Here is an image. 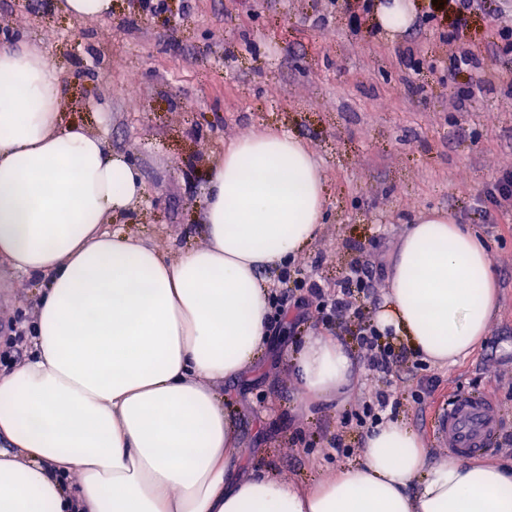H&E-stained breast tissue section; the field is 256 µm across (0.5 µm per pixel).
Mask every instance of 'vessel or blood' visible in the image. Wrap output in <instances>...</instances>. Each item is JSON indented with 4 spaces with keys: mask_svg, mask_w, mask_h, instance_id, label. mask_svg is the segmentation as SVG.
<instances>
[{
    "mask_svg": "<svg viewBox=\"0 0 512 512\" xmlns=\"http://www.w3.org/2000/svg\"><path fill=\"white\" fill-rule=\"evenodd\" d=\"M440 447L449 454L475 458L484 455L501 432V414L483 393L459 392L439 401L431 415Z\"/></svg>",
    "mask_w": 512,
    "mask_h": 512,
    "instance_id": "b4317fda",
    "label": "vessel or blood"
}]
</instances>
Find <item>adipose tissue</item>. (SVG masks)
I'll use <instances>...</instances> for the list:
<instances>
[{
    "label": "adipose tissue",
    "instance_id": "ef3b65f1",
    "mask_svg": "<svg viewBox=\"0 0 512 512\" xmlns=\"http://www.w3.org/2000/svg\"><path fill=\"white\" fill-rule=\"evenodd\" d=\"M65 107L48 56L1 41L0 264L47 283L29 357L0 369V512H512L511 469L429 461L396 421L312 488L241 475L224 382L264 350L265 275L316 237L324 170L294 137L235 139L211 163L205 244L166 255L110 230L144 197L142 172L101 132L63 125ZM387 277L380 328L436 364L476 352L500 285L474 229L421 214ZM287 360L307 411L355 372L322 333Z\"/></svg>",
    "mask_w": 512,
    "mask_h": 512
}]
</instances>
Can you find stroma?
Here are the masks:
<instances>
[{
	"mask_svg": "<svg viewBox=\"0 0 512 512\" xmlns=\"http://www.w3.org/2000/svg\"><path fill=\"white\" fill-rule=\"evenodd\" d=\"M58 0H0V31L44 51L59 73L65 123L106 129L108 143L137 162L146 195L114 222L172 254L203 245V205L212 157L252 130L284 132L323 164L327 208L314 241L294 267L335 287L360 254L387 267L409 222L443 210L487 240L500 283V309L477 352L452 366L417 370L408 352L406 398L395 417L424 439L430 459L447 457L432 434L430 409L413 402L419 379L439 391L490 394L512 431V210L488 200L512 171V57L496 44L512 25V0H415V20L392 37L374 16L354 25L338 0H177L153 11L113 0L109 16L65 18ZM465 49L475 69H458ZM35 279L0 268V324L30 319ZM316 318L281 323L265 354L224 383L249 469L272 471L305 486L356 461L366 429L343 418L367 398L364 364L336 399L301 409L284 359ZM342 436L349 447L336 455Z\"/></svg>",
	"mask_w": 512,
	"mask_h": 512,
	"instance_id": "1",
	"label": "stroma"
}]
</instances>
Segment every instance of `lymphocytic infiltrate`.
<instances>
[{
  "mask_svg": "<svg viewBox=\"0 0 512 512\" xmlns=\"http://www.w3.org/2000/svg\"><path fill=\"white\" fill-rule=\"evenodd\" d=\"M377 273L368 261L354 260L345 270L339 288H325L301 270L283 269L281 286L273 298L275 313L296 308L298 322L308 320V308H315L320 321L328 326L352 323L356 326L355 340L376 386L356 414L358 426L371 428L396 411L402 404L398 392L385 389L384 381L398 376L406 359L403 348L382 338L365 313L363 301L377 292Z\"/></svg>",
  "mask_w": 512,
  "mask_h": 512,
  "instance_id": "1",
  "label": "lymphocytic infiltrate"
}]
</instances>
